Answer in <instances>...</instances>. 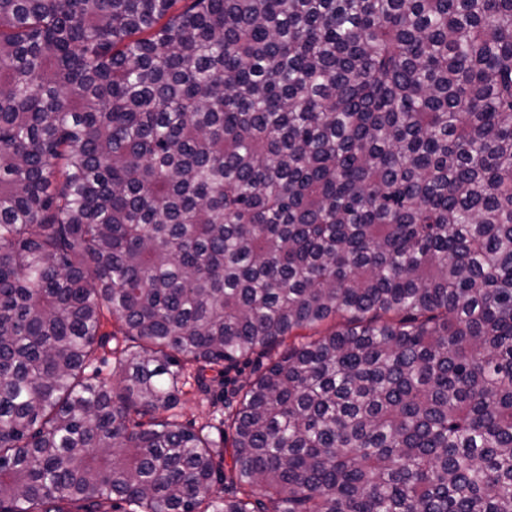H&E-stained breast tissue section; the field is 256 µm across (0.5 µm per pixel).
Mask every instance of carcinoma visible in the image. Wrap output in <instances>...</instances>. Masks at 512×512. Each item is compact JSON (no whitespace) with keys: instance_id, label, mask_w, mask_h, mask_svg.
Instances as JSON below:
<instances>
[{"instance_id":"obj_1","label":"carcinoma","mask_w":512,"mask_h":512,"mask_svg":"<svg viewBox=\"0 0 512 512\" xmlns=\"http://www.w3.org/2000/svg\"><path fill=\"white\" fill-rule=\"evenodd\" d=\"M120 502L512 512V0H0V512ZM275 354V351L264 355L253 354L248 360L226 367L224 374L207 370L206 376L211 380L209 401H202L192 392L183 395L176 409L181 415L180 420L195 427L204 424L210 426L209 431L213 438L217 439L223 432L225 437L230 438V430L224 426V403L227 399H232L234 391L241 384L254 378Z\"/></svg>"}]
</instances>
